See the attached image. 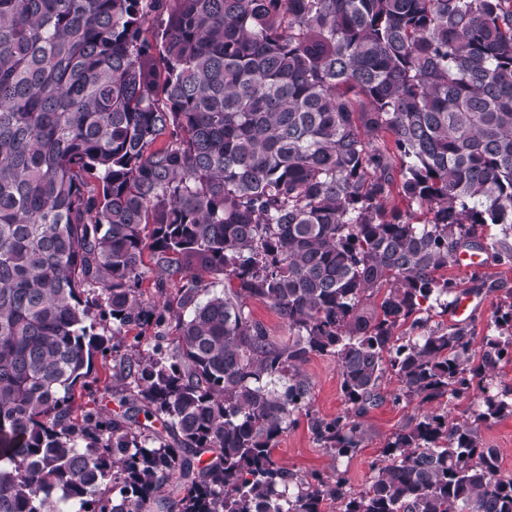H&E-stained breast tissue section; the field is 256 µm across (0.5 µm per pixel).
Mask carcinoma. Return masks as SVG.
<instances>
[{"label":"carcinoma","mask_w":512,"mask_h":512,"mask_svg":"<svg viewBox=\"0 0 512 512\" xmlns=\"http://www.w3.org/2000/svg\"><path fill=\"white\" fill-rule=\"evenodd\" d=\"M462 252L512 268V0H0V512H512V293L478 350L431 323ZM97 356L121 414L78 411ZM470 396L360 491L274 458L302 417L348 459L386 401ZM249 308L253 317L263 321L275 336L285 337L287 335V329L282 325L281 320L266 304L252 300L249 302ZM304 373L311 383V409L314 413L332 418L344 410L340 378L333 359L312 357L304 365ZM484 439L490 448H495L503 474L512 476V415L505 416L484 431Z\"/></svg>","instance_id":"1"}]
</instances>
